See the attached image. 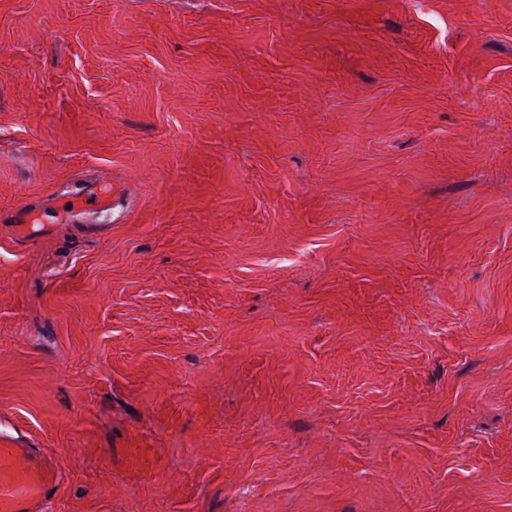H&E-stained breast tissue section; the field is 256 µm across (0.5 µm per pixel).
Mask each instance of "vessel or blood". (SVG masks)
Wrapping results in <instances>:
<instances>
[{
    "label": "vessel or blood",
    "instance_id": "b4317fda",
    "mask_svg": "<svg viewBox=\"0 0 512 512\" xmlns=\"http://www.w3.org/2000/svg\"><path fill=\"white\" fill-rule=\"evenodd\" d=\"M61 482V474L45 457L0 439V512H42Z\"/></svg>",
    "mask_w": 512,
    "mask_h": 512
}]
</instances>
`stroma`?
Returning a JSON list of instances; mask_svg holds the SVG:
<instances>
[{"label": "stroma", "mask_w": 512, "mask_h": 512, "mask_svg": "<svg viewBox=\"0 0 512 512\" xmlns=\"http://www.w3.org/2000/svg\"><path fill=\"white\" fill-rule=\"evenodd\" d=\"M0 431L50 512H512V0H0Z\"/></svg>", "instance_id": "35a3bbf8"}]
</instances>
